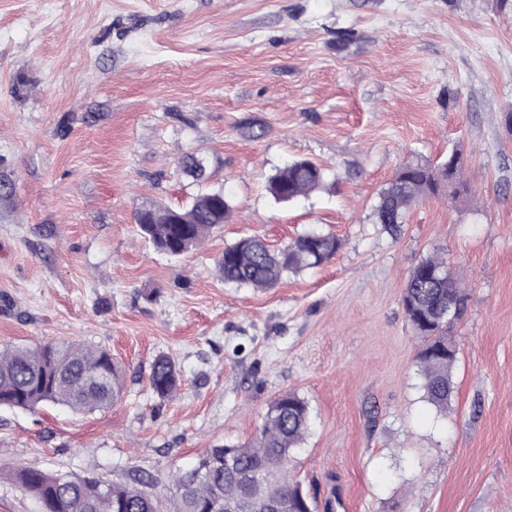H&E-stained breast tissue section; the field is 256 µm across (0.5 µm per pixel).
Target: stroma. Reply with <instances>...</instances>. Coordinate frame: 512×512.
I'll list each match as a JSON object with an SVG mask.
<instances>
[{
    "instance_id": "35a3bbf8",
    "label": "stroma",
    "mask_w": 512,
    "mask_h": 512,
    "mask_svg": "<svg viewBox=\"0 0 512 512\" xmlns=\"http://www.w3.org/2000/svg\"><path fill=\"white\" fill-rule=\"evenodd\" d=\"M453 151L464 194L375 223L401 166ZM299 158L329 187L275 202ZM0 180V348L103 345L125 371L104 411L0 407V512H40L8 470L164 480L251 440L289 391L313 512H512V0H0ZM204 188L232 216L199 247L141 238L142 204ZM312 230L341 248L277 287L215 270L243 237ZM434 252L467 296L444 414L401 304ZM160 355L181 375L166 398ZM149 382L153 392L165 398L177 390L181 379L173 361L167 356L160 355L152 364Z\"/></svg>"
}]
</instances>
